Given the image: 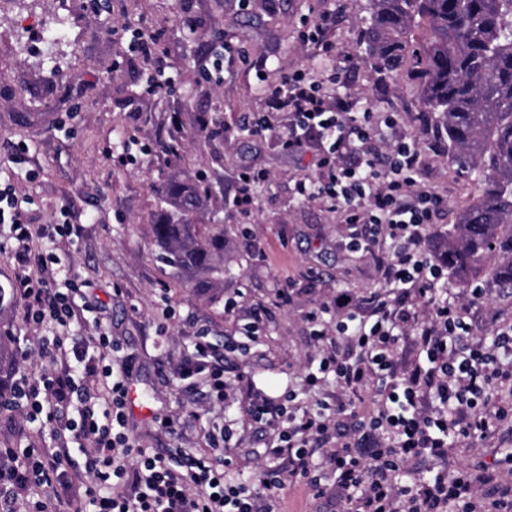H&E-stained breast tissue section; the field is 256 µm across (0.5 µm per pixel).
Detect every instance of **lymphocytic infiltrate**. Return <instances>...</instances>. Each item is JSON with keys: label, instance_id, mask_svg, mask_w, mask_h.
Segmentation results:
<instances>
[{"label": "lymphocytic infiltrate", "instance_id": "lymphocytic-infiltrate-1", "mask_svg": "<svg viewBox=\"0 0 512 512\" xmlns=\"http://www.w3.org/2000/svg\"><path fill=\"white\" fill-rule=\"evenodd\" d=\"M285 112L289 124L272 123ZM378 142L369 113H356L340 93L301 72L268 86L262 111L245 120L252 135H271L283 152H301L312 135L329 145L316 178L300 181L301 200L321 199L357 231L349 249L379 251L384 300L358 301L337 293L307 315L320 350L317 371L300 390L280 398L255 394L248 409L266 458L253 477H232L231 456H218L230 431H210V453L182 448L149 450L125 430L124 405L132 356L105 331L85 333L91 303H76V276L34 241L80 236L79 224L26 223L14 201L0 206L10 245L27 268L22 297L27 318L40 327L38 352L49 366L32 374L12 370L0 393L25 401L24 417L47 432V448L5 449L0 464V512H15L19 498L32 512H276L288 485L324 497L326 476L336 482L343 512H512V468L475 455L458 464L466 440L487 441L512 432V322H497L491 345L474 339L467 304L483 291L455 300L448 272L428 241L445 206L443 195L421 180V149L386 119ZM411 342L415 358L396 351ZM175 380L204 377L224 400V354L206 340L194 343L175 366ZM335 392H324L326 382ZM368 391L373 407L358 410L354 394ZM92 475L86 487L70 475L72 449ZM57 488L55 501L39 488Z\"/></svg>", "mask_w": 512, "mask_h": 512}]
</instances>
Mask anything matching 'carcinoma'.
<instances>
[{"label":"carcinoma","mask_w":512,"mask_h":512,"mask_svg":"<svg viewBox=\"0 0 512 512\" xmlns=\"http://www.w3.org/2000/svg\"><path fill=\"white\" fill-rule=\"evenodd\" d=\"M361 44L380 70L413 59L417 101L438 115L448 162L476 175L479 195L448 230L441 254L455 285L485 275L512 293V0H368ZM429 24L414 47L415 29ZM200 182L167 187L173 210L154 224L159 259L195 293L219 298L224 287V228L193 224Z\"/></svg>","instance_id":"cac0c4a2"}]
</instances>
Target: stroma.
<instances>
[{
  "mask_svg": "<svg viewBox=\"0 0 512 512\" xmlns=\"http://www.w3.org/2000/svg\"><path fill=\"white\" fill-rule=\"evenodd\" d=\"M368 0H270L243 9L240 0H0V192L15 196L30 224L70 222L80 238L52 246L63 266L85 279L95 304L86 335L111 329L134 355L127 398L128 432L145 448L181 446L203 452L208 430L230 427L231 453L243 475L260 468L264 450L244 414L247 380L277 396L315 370L317 350L306 313L346 290L366 296L381 286L377 261L349 251L350 234L336 212L299 200L297 180L315 175L318 146L284 154L274 137L239 132L244 114L263 108V83L303 70L325 79L332 62L301 43L306 21L327 12L326 33L353 64L341 69L340 90L356 111L375 120L393 114L420 142L424 183L448 208L436 229L447 232L478 194L471 177L456 173L434 152L435 130L418 121L420 109L405 71L377 72L359 46ZM61 31L43 44L40 27ZM155 33L161 50L130 49L131 27ZM224 38L234 58L222 82L207 79L204 57ZM172 77L157 94L142 91L146 74ZM226 131L211 135L202 117ZM250 165L269 172L256 187L250 211L233 202L237 173ZM203 179L208 189L196 224L224 227V300L213 304L186 288L157 259L153 226L169 208L173 179ZM23 275L10 249L0 250V369L16 365L20 346L32 351L28 369L42 362L33 351L35 329L25 322ZM292 300L282 303L279 289ZM174 310L166 318L164 310ZM263 330L246 352H228V376L242 377L223 403H213L202 380L176 383L173 368L191 349L196 329L211 341L233 337L254 310ZM476 335L490 337L495 322L512 321V296L486 285L472 306ZM160 414L180 417L177 436L161 432Z\"/></svg>",
  "mask_w": 512,
  "mask_h": 512,
  "instance_id": "1",
  "label": "stroma"
}]
</instances>
